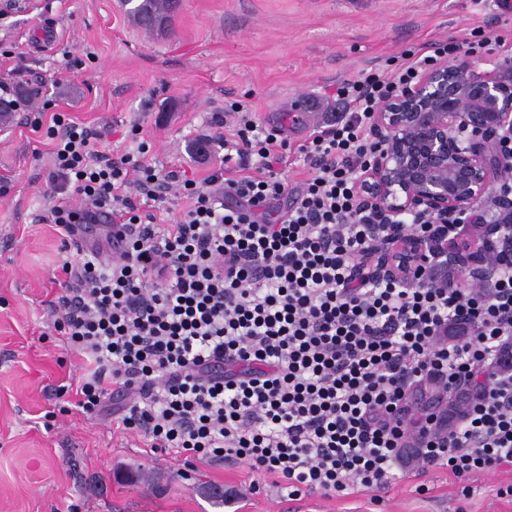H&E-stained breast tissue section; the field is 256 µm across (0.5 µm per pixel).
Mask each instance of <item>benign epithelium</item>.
Instances as JSON below:
<instances>
[{
    "label": "benign epithelium",
    "instance_id": "obj_1",
    "mask_svg": "<svg viewBox=\"0 0 512 512\" xmlns=\"http://www.w3.org/2000/svg\"><path fill=\"white\" fill-rule=\"evenodd\" d=\"M387 134L359 178V198L376 214L385 237L359 263L378 279L408 280L417 269L440 265L468 286L512 263V160L500 146L512 133V63L482 69L468 57L442 60L422 71L402 93L374 113ZM486 202L501 220L477 221L466 238L443 231L413 232L407 217L471 215Z\"/></svg>",
    "mask_w": 512,
    "mask_h": 512
}]
</instances>
